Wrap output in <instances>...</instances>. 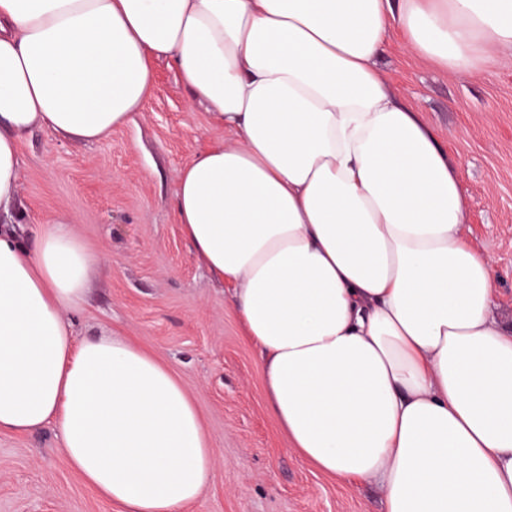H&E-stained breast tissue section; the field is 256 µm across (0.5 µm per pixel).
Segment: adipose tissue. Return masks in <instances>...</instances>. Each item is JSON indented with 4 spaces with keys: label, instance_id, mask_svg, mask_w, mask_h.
Masks as SVG:
<instances>
[{
    "label": "adipose tissue",
    "instance_id": "ef3b65f1",
    "mask_svg": "<svg viewBox=\"0 0 512 512\" xmlns=\"http://www.w3.org/2000/svg\"><path fill=\"white\" fill-rule=\"evenodd\" d=\"M481 73L512 0H0V205L43 125L97 141L175 65L224 140L179 173L176 221L233 287L270 409L319 471L386 512H512V322L435 131L390 93L392 36ZM93 255L65 219L0 225V432L54 425L115 512H184L216 450L127 337L76 341Z\"/></svg>",
    "mask_w": 512,
    "mask_h": 512
}]
</instances>
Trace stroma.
Returning a JSON list of instances; mask_svg holds the SVG:
<instances>
[{
	"mask_svg": "<svg viewBox=\"0 0 512 512\" xmlns=\"http://www.w3.org/2000/svg\"><path fill=\"white\" fill-rule=\"evenodd\" d=\"M378 68L432 127L468 199L465 236L492 259L496 312L512 318V54L484 74L448 73L388 43ZM169 61L157 60L142 111L100 141L35 127L21 149L19 192L0 220L26 234L69 219L100 267L73 313L78 338L126 336L168 367L217 448L214 478L185 512H384V493L318 471L270 410L260 353L230 291L196 259L176 223L179 170L223 141ZM0 512H111L68 467L52 426L0 433Z\"/></svg>",
	"mask_w": 512,
	"mask_h": 512,
	"instance_id": "stroma-1",
	"label": "stroma"
}]
</instances>
